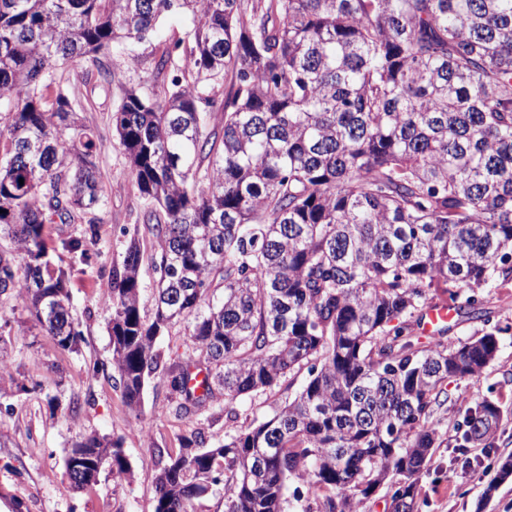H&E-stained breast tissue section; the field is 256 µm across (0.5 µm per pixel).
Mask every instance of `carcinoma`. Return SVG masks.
Returning <instances> with one entry per match:
<instances>
[{
  "label": "carcinoma",
  "instance_id": "1",
  "mask_svg": "<svg viewBox=\"0 0 512 512\" xmlns=\"http://www.w3.org/2000/svg\"><path fill=\"white\" fill-rule=\"evenodd\" d=\"M171 12L191 27L155 61L158 90L126 86L123 47ZM108 50L104 78L123 86L112 129L155 239L150 309L139 228L112 272L126 404L154 378L170 388L161 412L219 400L234 424L252 393L307 372L272 415L168 455L154 512H195L216 489L224 512H284L302 484L305 512H361L388 482L396 512H416L444 383L480 376L509 331L424 345L405 316L441 292L480 319L485 289L512 282V0H0V227L14 244L0 295L71 350L70 272L44 229L76 211L96 223L98 135L44 91L57 66ZM229 73L222 131H209ZM62 247L91 259L78 238ZM176 327L197 358L163 363L157 340ZM503 417L488 399L468 407L458 450L490 446ZM78 446L112 458L113 480L129 473L119 442Z\"/></svg>",
  "mask_w": 512,
  "mask_h": 512
}]
</instances>
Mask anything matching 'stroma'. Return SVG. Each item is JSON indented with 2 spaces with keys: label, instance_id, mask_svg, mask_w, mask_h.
Listing matches in <instances>:
<instances>
[{
  "label": "stroma",
  "instance_id": "35a3bbf8",
  "mask_svg": "<svg viewBox=\"0 0 512 512\" xmlns=\"http://www.w3.org/2000/svg\"><path fill=\"white\" fill-rule=\"evenodd\" d=\"M190 20L179 13L160 19L156 31L135 44L128 83L148 93L153 89L154 60L165 44L184 36ZM55 87L77 101L81 124L94 130L96 161L103 204L97 213L96 235L85 218L49 224L45 234L56 263L71 268L72 313L80 323L78 351L61 348L35 323L21 298L0 296V359L11 367L0 382V505L8 512H154V478L162 453H177L185 437L202 432L208 443L234 433L225 424L224 408L213 405L205 416L177 419L161 414L157 405L169 390L157 380L144 389L139 409L129 408L115 381L106 303L112 270L124 260L126 228L149 210L117 141L112 137V112L122 91L101 78L93 57L62 65ZM63 238L84 240L90 264L75 262L59 249ZM489 321L455 314L447 339L464 340L491 323L512 329V285L484 293ZM456 402L440 410L434 422L443 441L435 448L428 471L418 484L419 512H512V475L500 468L512 461V332L502 336L495 361L478 377L447 381ZM488 399L503 410L504 420L488 448H456V426L468 406ZM105 435L119 440L131 472L114 482L103 470L96 485L77 490L65 475L64 461L81 437Z\"/></svg>",
  "mask_w": 512,
  "mask_h": 512
}]
</instances>
